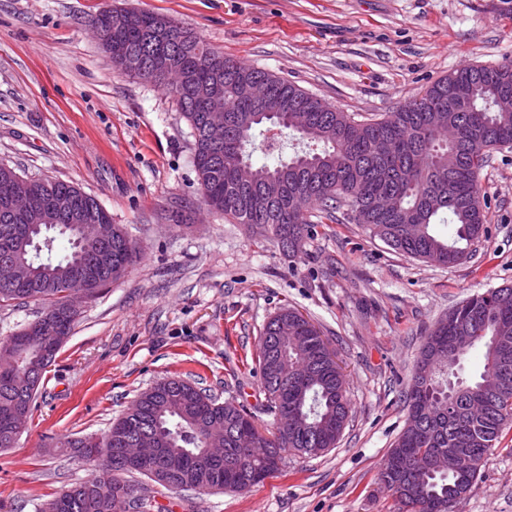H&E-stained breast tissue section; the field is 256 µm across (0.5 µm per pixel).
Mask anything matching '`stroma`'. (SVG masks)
Instances as JSON below:
<instances>
[{
	"label": "stroma",
	"instance_id": "1",
	"mask_svg": "<svg viewBox=\"0 0 512 512\" xmlns=\"http://www.w3.org/2000/svg\"><path fill=\"white\" fill-rule=\"evenodd\" d=\"M106 7L174 19L225 56L367 116L456 69L512 60V0H0V163L74 183L140 250L124 277L78 302L25 430L0 451V512H39L92 477L63 440L104 436L166 378L191 377L266 427L250 361L286 307L316 325L344 373L352 413L335 448L286 453L247 492L144 477L142 492L155 512H398L377 474L405 425L425 333L457 302L512 285V149L481 172L486 233L463 263L419 261L347 223L317 225L288 253L205 206L191 127L163 85L113 63L90 25ZM456 512H512V421Z\"/></svg>",
	"mask_w": 512,
	"mask_h": 512
}]
</instances>
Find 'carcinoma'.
Instances as JSON below:
<instances>
[{
  "instance_id": "cac0c4a2",
  "label": "carcinoma",
  "mask_w": 512,
  "mask_h": 512,
  "mask_svg": "<svg viewBox=\"0 0 512 512\" xmlns=\"http://www.w3.org/2000/svg\"><path fill=\"white\" fill-rule=\"evenodd\" d=\"M166 50L177 65L200 59L197 75L173 73L158 83L171 86L194 137V158L211 152L203 134L200 88L220 81L227 99L222 159L196 166L202 197L221 194L220 212L288 251H298L314 224L341 220L361 224L393 250L440 266L457 264L485 234L486 202L480 171L494 150L512 148V61L459 69L383 116L358 121L295 84L224 56L180 23ZM105 32L139 62L156 51L155 36L136 26L125 30L105 21ZM274 122L301 140L305 149L271 167L251 157L257 136ZM19 174L0 164V197L19 188ZM42 190L77 206L82 219L100 223L107 212L91 195L59 180H44ZM435 224L452 226L445 239ZM65 240L67 253L55 254ZM139 249L121 227L112 225L105 244L84 246L64 221L31 224L0 201V264L12 262L24 279H0V303L38 302L43 311H64V282L79 268L92 266L95 297L121 279L138 259ZM75 316L66 315L57 335L46 336L30 322L8 337L17 366L0 370V449L14 442L15 421L29 418L46 369L69 337ZM439 347L447 362L429 365L427 351ZM482 352L479 376L459 377L461 361ZM267 414L264 431L244 407L218 402L187 378L173 377L139 393L105 437L68 438L66 448L99 464L100 473L46 500L40 512H110L111 501L138 494L132 512H152L153 500L129 477L150 476L171 489L247 491L278 472L283 453L297 448L322 452L336 446L350 416V403L337 387L340 367L320 331L301 312L284 308L263 327L255 359ZM432 370V387L406 392V425L378 478L387 482L401 512H451L448 505L474 485L482 462L512 418V286L492 288L457 304L424 337L414 376ZM252 433L254 448L238 446ZM157 438L165 454L130 464L123 449L138 438ZM224 440V457L201 456L207 440ZM452 450L472 466L462 472L429 470L424 463Z\"/></svg>"
}]
</instances>
